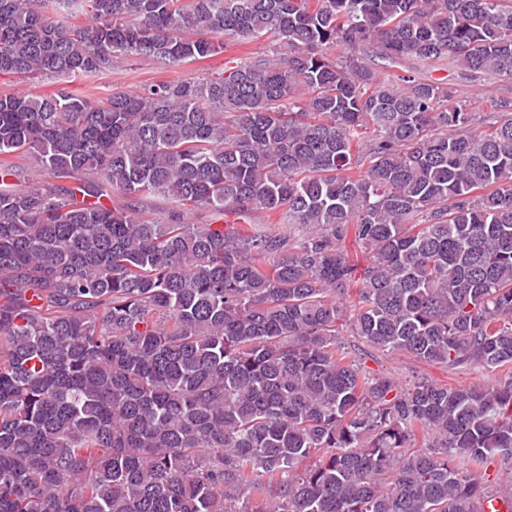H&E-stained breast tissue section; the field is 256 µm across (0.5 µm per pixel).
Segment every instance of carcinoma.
Returning a JSON list of instances; mask_svg holds the SVG:
<instances>
[{"mask_svg": "<svg viewBox=\"0 0 512 512\" xmlns=\"http://www.w3.org/2000/svg\"><path fill=\"white\" fill-rule=\"evenodd\" d=\"M266 35L218 76L0 95V512H483L512 470V98L478 131L385 71L512 81V0H0V76ZM345 328L508 373L404 390ZM484 482L487 487L499 494L512 496V481L507 477L503 469L497 461H493L487 465Z\"/></svg>", "mask_w": 512, "mask_h": 512, "instance_id": "cac0c4a2", "label": "carcinoma"}]
</instances>
